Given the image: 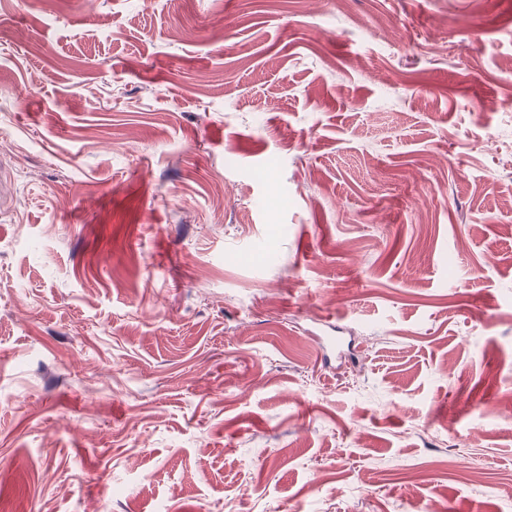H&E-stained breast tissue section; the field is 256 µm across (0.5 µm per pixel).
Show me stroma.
<instances>
[{
	"mask_svg": "<svg viewBox=\"0 0 512 512\" xmlns=\"http://www.w3.org/2000/svg\"><path fill=\"white\" fill-rule=\"evenodd\" d=\"M510 395L512 0H0V512H512Z\"/></svg>",
	"mask_w": 512,
	"mask_h": 512,
	"instance_id": "1",
	"label": "stroma"
}]
</instances>
